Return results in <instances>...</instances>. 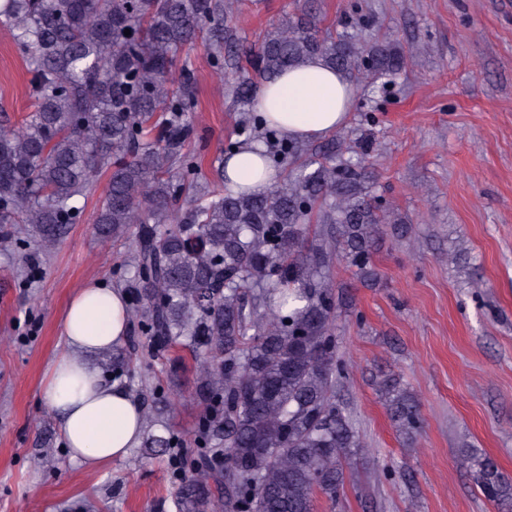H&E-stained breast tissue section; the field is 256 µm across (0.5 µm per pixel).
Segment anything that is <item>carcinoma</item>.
<instances>
[{"mask_svg": "<svg viewBox=\"0 0 512 512\" xmlns=\"http://www.w3.org/2000/svg\"><path fill=\"white\" fill-rule=\"evenodd\" d=\"M231 0H0V24L26 58L34 95L18 128L0 127V227L28 224L26 246L60 243L109 173L93 224L128 244L129 320L160 349H186L202 405L176 512H313L334 504L362 442L336 401L342 365L335 261L373 274L389 223L363 161L330 149L298 162L279 141L277 181L258 193L210 180L191 152L192 72L180 55L202 42L231 75L238 134L276 139L256 109L259 84L318 56L355 80L386 87L404 67L390 45L327 36L310 0L285 15L239 66ZM130 35H124V30ZM326 224L321 238L309 225ZM391 420L422 432L414 397L382 383ZM166 431L146 448H179ZM463 464L482 495L512 507V480L488 457Z\"/></svg>", "mask_w": 512, "mask_h": 512, "instance_id": "carcinoma-1", "label": "carcinoma"}]
</instances>
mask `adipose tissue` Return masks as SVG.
<instances>
[{"label": "adipose tissue", "mask_w": 512, "mask_h": 512, "mask_svg": "<svg viewBox=\"0 0 512 512\" xmlns=\"http://www.w3.org/2000/svg\"><path fill=\"white\" fill-rule=\"evenodd\" d=\"M354 88L347 77L314 58L259 86L256 107L282 136L315 141L347 121ZM262 142L238 145L224 158L227 186L253 193L269 188L275 170L264 161ZM126 296L92 283L70 300L64 323L66 348L53 361L42 398L58 416L71 458L91 469L125 457L143 434L141 404L111 382L89 356L121 344L128 331Z\"/></svg>", "instance_id": "ef3b65f1"}]
</instances>
